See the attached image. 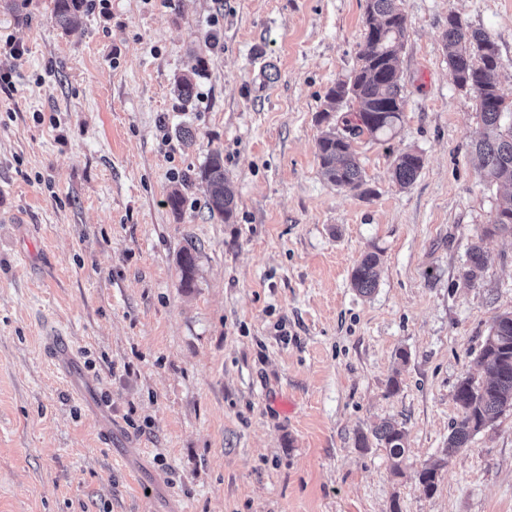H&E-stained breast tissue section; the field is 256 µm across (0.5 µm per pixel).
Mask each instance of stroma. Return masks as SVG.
Returning a JSON list of instances; mask_svg holds the SVG:
<instances>
[{
  "mask_svg": "<svg viewBox=\"0 0 512 512\" xmlns=\"http://www.w3.org/2000/svg\"><path fill=\"white\" fill-rule=\"evenodd\" d=\"M10 2L0 43L23 54L0 61V512H512V411L442 456L456 387L484 379L492 319L512 312V235L481 237L504 189L480 177L484 124L442 35L452 17L490 35L512 101V0H402V121L389 142L353 141L356 190L324 178L316 142L327 90L358 65L365 0H91L67 33L53 0ZM200 57L185 109L173 78ZM402 149L423 158L405 188ZM215 150L230 224L196 177ZM368 252L364 296L350 273ZM384 419L406 433L398 468L358 443ZM440 458L425 495L418 472ZM423 167L422 157L411 150H400L394 155L393 179L401 186L411 185ZM481 241L473 242L467 251V270L465 277L470 283H474L481 277L485 267V255ZM380 257L375 252L364 254L351 272V284L359 293L369 295L377 286Z\"/></svg>",
  "mask_w": 512,
  "mask_h": 512,
  "instance_id": "stroma-1",
  "label": "stroma"
}]
</instances>
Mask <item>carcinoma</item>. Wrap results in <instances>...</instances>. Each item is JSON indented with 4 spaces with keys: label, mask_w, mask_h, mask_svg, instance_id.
<instances>
[{
    "label": "carcinoma",
    "mask_w": 512,
    "mask_h": 512,
    "mask_svg": "<svg viewBox=\"0 0 512 512\" xmlns=\"http://www.w3.org/2000/svg\"><path fill=\"white\" fill-rule=\"evenodd\" d=\"M89 11L87 0H54L56 25L68 31L78 17ZM363 42L358 53V67L346 81L331 87L325 95L323 118H328L351 102L355 108L341 117L342 128L329 127L316 143V155L326 179L340 189L356 190L362 186V170L352 150V142L364 135L385 142L389 139L404 112L397 68L398 48L406 38V18L400 0H365ZM448 54V68L455 85L468 88L476 98L486 132L474 145L482 177L489 184L512 186V124H502L505 108L499 90L500 59L497 45L480 31L468 32L456 19L448 20L443 33ZM198 65L175 77L173 93L186 108L195 96ZM423 167L422 157L411 150L394 155L393 179L402 187L411 185ZM206 184V205L211 216L226 224L235 218L236 204L227 187L224 160L221 153L211 152L198 172ZM512 231V193L497 208L494 222L487 225L483 236ZM380 257L375 252L364 254L351 272V284L359 293L369 295L377 286ZM485 255L481 242L467 251L465 277L473 283L481 277ZM181 283L189 287L195 269V256L187 249L180 255ZM481 363L488 379L475 383L463 378L455 392L459 418L452 426L444 455L449 457L466 447L469 440L490 426L501 414L512 410V313L504 312L493 318L488 336L480 351ZM378 444L388 450L394 468L406 453L405 433L393 421L383 420L372 430ZM445 460L424 466L418 475L422 491L432 496L437 491L439 470Z\"/></svg>",
    "instance_id": "obj_1"
}]
</instances>
